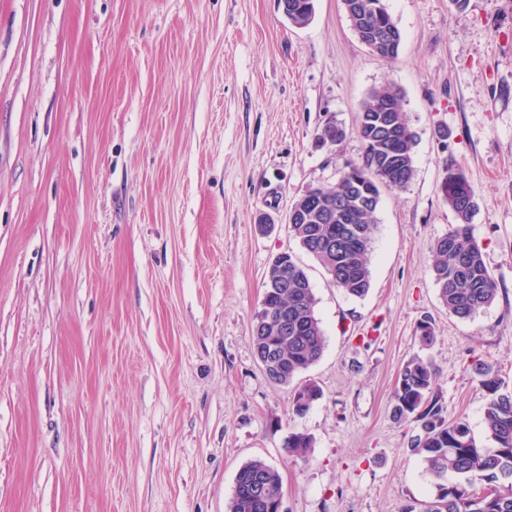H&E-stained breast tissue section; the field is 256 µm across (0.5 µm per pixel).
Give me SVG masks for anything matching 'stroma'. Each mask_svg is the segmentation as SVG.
Here are the masks:
<instances>
[{
    "mask_svg": "<svg viewBox=\"0 0 512 512\" xmlns=\"http://www.w3.org/2000/svg\"><path fill=\"white\" fill-rule=\"evenodd\" d=\"M314 5L297 28L280 0H0V512H225L253 459L279 471L286 512H424L415 425L392 417L415 354L444 417L484 441L470 363L512 387V0H385L394 60L358 41L343 0ZM387 83L416 175L382 194L356 298L288 212L359 159L356 115ZM329 123L341 142L320 140ZM451 162L498 286L469 320L431 268L455 222ZM282 252L307 269L325 336L290 388L251 337ZM306 383L321 396L293 416ZM293 432L312 437L308 461L289 456Z\"/></svg>",
    "mask_w": 512,
    "mask_h": 512,
    "instance_id": "obj_1",
    "label": "stroma"
}]
</instances>
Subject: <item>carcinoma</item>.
<instances>
[{
  "instance_id": "1",
  "label": "carcinoma",
  "mask_w": 512,
  "mask_h": 512,
  "mask_svg": "<svg viewBox=\"0 0 512 512\" xmlns=\"http://www.w3.org/2000/svg\"><path fill=\"white\" fill-rule=\"evenodd\" d=\"M286 3L287 19L293 26L302 28L311 22L314 0ZM344 4L352 28H357L363 18L382 33L401 35L384 0H344ZM358 135L362 142L359 161L348 163L334 185L307 191L315 197L342 195L345 210L332 222L323 212L310 208L299 223L289 228L301 248L331 275L333 284L362 298L371 287L370 253L382 193L405 190L416 175V139L398 88L386 84L369 94L360 108ZM446 172L442 198L457 223L435 241L432 272L439 299L448 313L468 320L493 304L498 288L471 229L477 209L475 193L461 168L450 163ZM333 238L334 252L325 247ZM280 269L288 271V287L274 289L270 304L294 310L291 330L286 336L281 334L277 322L261 308L252 321V340L258 360L269 365V381L289 386L320 358L324 333L305 268L292 255L283 253L271 264L267 279H276ZM471 372L486 397V445L477 443L465 417L451 421L442 417L441 408L433 401L437 369L432 362L413 355L398 374L393 418L417 423L410 450L422 457L434 487L426 512H512V391H502L500 370L488 361H474ZM319 397V388L310 383L296 388L292 413L305 415ZM286 448L305 461L313 439L294 432L288 436ZM256 477L266 483L269 500L282 493L278 470L262 460H250L236 473L226 512H270L267 505L254 498L252 484Z\"/></svg>"
}]
</instances>
